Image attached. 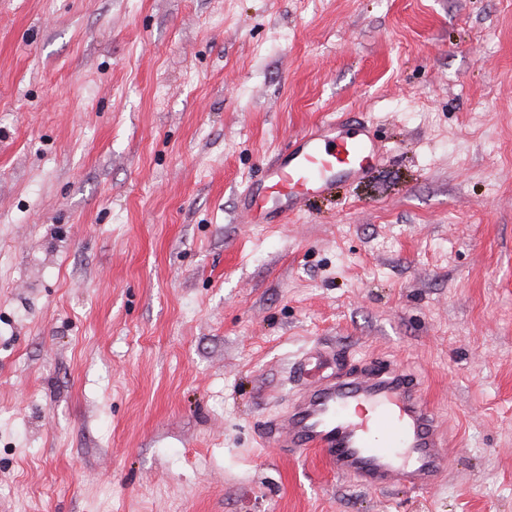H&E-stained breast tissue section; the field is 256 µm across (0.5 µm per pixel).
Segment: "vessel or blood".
Masks as SVG:
<instances>
[{
    "mask_svg": "<svg viewBox=\"0 0 512 512\" xmlns=\"http://www.w3.org/2000/svg\"><path fill=\"white\" fill-rule=\"evenodd\" d=\"M382 153L368 128L350 132L330 118L298 135L260 185L245 187L239 210L250 223L288 215L310 193L329 192L337 179L359 180ZM334 362L307 357L298 372L307 384L292 409L272 423L274 442L296 457L318 451L336 474L384 490L440 486L449 460L442 424L411 375L373 370L334 378Z\"/></svg>",
    "mask_w": 512,
    "mask_h": 512,
    "instance_id": "1",
    "label": "vessel or blood"
}]
</instances>
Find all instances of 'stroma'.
Listing matches in <instances>:
<instances>
[{
    "mask_svg": "<svg viewBox=\"0 0 512 512\" xmlns=\"http://www.w3.org/2000/svg\"><path fill=\"white\" fill-rule=\"evenodd\" d=\"M339 117L368 175L245 223ZM313 347L420 382L439 488L268 445ZM0 512H512V0H0Z\"/></svg>",
    "mask_w": 512,
    "mask_h": 512,
    "instance_id": "stroma-1",
    "label": "stroma"
}]
</instances>
